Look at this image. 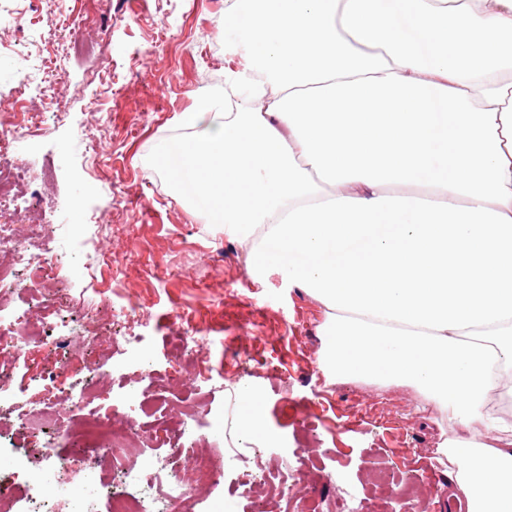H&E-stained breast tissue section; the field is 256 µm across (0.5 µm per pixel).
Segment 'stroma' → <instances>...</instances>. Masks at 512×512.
Here are the masks:
<instances>
[{
  "label": "stroma",
  "instance_id": "35a3bbf8",
  "mask_svg": "<svg viewBox=\"0 0 512 512\" xmlns=\"http://www.w3.org/2000/svg\"><path fill=\"white\" fill-rule=\"evenodd\" d=\"M224 7L225 0H73V15L109 35L98 52L75 47V33L52 0H41L27 15L21 53L39 51L47 65L60 52L69 56L60 105L47 113L23 153L50 177L39 212L44 242L61 264L59 295L67 309L59 334L77 340L87 335L94 292L85 271L99 252L118 262L138 254L150 264L182 268L180 278L165 282L135 274L104 280L115 305L136 299L149 310L138 324L101 322L105 342L87 359L104 364L111 383L90 386L86 373L67 382L91 388L105 405L126 384L144 387L163 379L185 315L208 329L206 359L223 366L224 374L208 382L186 376L167 400L170 407L194 409L188 435L206 436L218 454L230 444L237 450L194 512H212L218 503L223 512H259L243 494L241 477L271 462L296 479L319 470L316 499L352 496L365 512L376 504L367 481L371 465L397 476L408 470L433 491L434 512H464L467 498L449 476L439 445L469 437V429L423 402L412 387L327 381L318 363L325 308L279 275L254 280L240 261L243 243L204 223L155 164L171 142L191 135L181 114L202 96L224 93ZM114 82L120 86L116 94L110 91ZM131 336L140 337V350L153 361L151 378L126 361ZM244 386L259 402L263 436H252L237 417L228 431L212 423L217 410L238 401ZM292 407L308 415L317 443H309L289 417ZM75 440L63 425L34 430L19 412H0V446L24 449L28 471L51 462L79 468Z\"/></svg>",
  "mask_w": 512,
  "mask_h": 512
}]
</instances>
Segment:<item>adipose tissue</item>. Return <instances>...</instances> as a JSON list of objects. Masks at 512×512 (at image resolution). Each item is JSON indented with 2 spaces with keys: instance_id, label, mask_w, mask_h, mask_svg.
Masks as SVG:
<instances>
[{
  "instance_id": "ef3b65f1",
  "label": "adipose tissue",
  "mask_w": 512,
  "mask_h": 512,
  "mask_svg": "<svg viewBox=\"0 0 512 512\" xmlns=\"http://www.w3.org/2000/svg\"><path fill=\"white\" fill-rule=\"evenodd\" d=\"M224 96L156 159L250 275L323 304L321 369L408 384L469 512H512V0H232Z\"/></svg>"
}]
</instances>
